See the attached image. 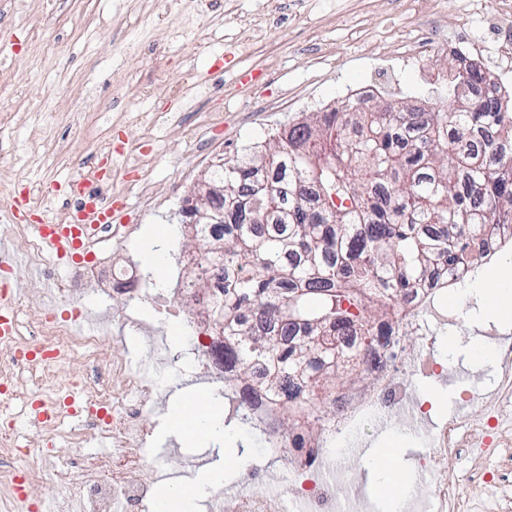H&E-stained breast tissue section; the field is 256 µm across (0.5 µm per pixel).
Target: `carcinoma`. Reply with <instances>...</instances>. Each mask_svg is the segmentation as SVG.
Returning a JSON list of instances; mask_svg holds the SVG:
<instances>
[{
	"label": "carcinoma",
	"instance_id": "obj_1",
	"mask_svg": "<svg viewBox=\"0 0 512 512\" xmlns=\"http://www.w3.org/2000/svg\"><path fill=\"white\" fill-rule=\"evenodd\" d=\"M455 67L447 112H318L263 153L210 170L224 183V223L196 224L223 242L224 364L283 407L302 393L379 362L391 320L418 288L474 266L512 224V99L484 92L476 108L456 89L483 84ZM270 336H297L277 345ZM355 336L356 350L339 344Z\"/></svg>",
	"mask_w": 512,
	"mask_h": 512
}]
</instances>
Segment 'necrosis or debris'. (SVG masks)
I'll return each mask as SVG.
<instances>
[{
	"mask_svg": "<svg viewBox=\"0 0 512 512\" xmlns=\"http://www.w3.org/2000/svg\"><path fill=\"white\" fill-rule=\"evenodd\" d=\"M5 233L10 244L0 259L8 267L23 262L50 275L66 261L22 225H6ZM180 265L175 286L167 294L154 291L135 265L117 257L107 266L95 261L76 266L74 275L96 293L128 294L160 310L172 303L193 306L189 350L203 373L223 378L224 338L209 327L207 299L194 297L190 286L195 260L184 256ZM433 300V290L415 293L409 315L395 323L389 344L380 351V365L369 368L368 378L356 390L339 392L338 405L317 436L294 440L283 435L278 426L280 405L254 384L238 381L231 393L237 415L260 434L271 456L287 467L293 491L288 495L272 488L220 491L208 501L207 512H366L361 495L337 498L336 477L349 467L355 425L366 415L384 423L393 412L403 411L417 428L429 417L430 405L415 399L408 376L414 371L443 383L448 374L435 356L408 353L403 339L435 341L426 309ZM10 315L17 328L0 335V512H36L29 494L32 487L47 477L65 486L78 472L86 477L83 512H126L143 504L152 485L134 474L144 464L159 469L164 462L148 458L145 451H132L131 446L151 430L156 387L134 365L113 360L109 318L101 317L97 328L79 332L74 323L49 319L46 307L16 299L10 302ZM77 362L83 364L84 374L58 379L59 367ZM27 416L44 438L41 450H33L19 430L20 419ZM93 437L106 442L109 452L85 454ZM60 445L73 448V455L45 472L41 459ZM450 456L469 459L464 482L492 486V494L475 505L462 496L461 484L433 479L435 466ZM414 472L432 477L424 512H512V362L502 361L484 413L439 426Z\"/></svg>",
	"mask_w": 512,
	"mask_h": 512,
	"instance_id": "necrosis-or-debris-1",
	"label": "necrosis or debris"
}]
</instances>
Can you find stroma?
Listing matches in <instances>:
<instances>
[{
    "instance_id": "1",
    "label": "stroma",
    "mask_w": 512,
    "mask_h": 512,
    "mask_svg": "<svg viewBox=\"0 0 512 512\" xmlns=\"http://www.w3.org/2000/svg\"><path fill=\"white\" fill-rule=\"evenodd\" d=\"M495 3L434 0L432 12L419 15L401 0H299L284 26L260 36L253 21L270 12V0H0V45L7 48L0 54V112L9 123L0 135V182L40 185L60 203L61 187L77 170L109 168L108 189L132 233L125 245L106 241L100 249L137 258L147 226L177 224L185 187L207 176L212 164L268 146L289 123L312 120L315 103L344 108L351 89L374 83L383 88L376 104L438 107L436 77L452 70L453 59L419 43L414 62L404 64L396 35L435 24L499 70L505 34L493 16ZM246 42L254 45L250 54L235 52ZM133 110L157 120L155 134L130 120ZM213 112L222 121L206 125ZM55 282L24 268L0 271V287L13 288L26 303L51 300ZM437 302L430 320L445 325L436 355L448 368V384L420 381L416 393L432 401L439 418L453 409L459 389L490 385L498 361H476L469 349L479 343L502 352L512 344V320L487 317L481 297L452 303L443 292ZM83 303L86 312H108L113 324L133 313L157 335L168 334L169 320L150 303L93 293ZM171 349L182 356L180 370L164 384L148 446L169 452L171 468L182 484L199 486L203 504L216 488L243 478L266 449L247 435L238 464L227 469L217 445L186 444L167 431L165 414L177 394L198 387L224 398L223 382L203 377L183 357V344ZM360 439L355 483L378 512H387L375 449L397 448L408 475L427 436L400 417L383 427L365 423ZM218 470L224 477L211 484L206 476Z\"/></svg>"
}]
</instances>
